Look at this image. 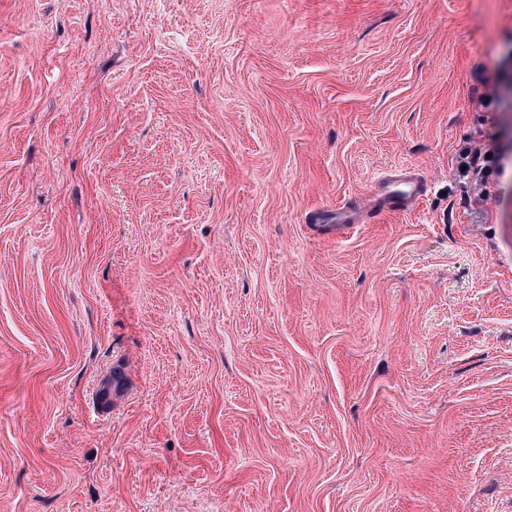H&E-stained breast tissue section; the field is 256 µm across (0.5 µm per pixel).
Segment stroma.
Wrapping results in <instances>:
<instances>
[{
	"label": "stroma",
	"instance_id": "1",
	"mask_svg": "<svg viewBox=\"0 0 512 512\" xmlns=\"http://www.w3.org/2000/svg\"><path fill=\"white\" fill-rule=\"evenodd\" d=\"M479 132L512 0H0V512H512ZM478 134L477 138H466L456 153V170L460 183L466 188L481 190L478 196L487 195V186L498 181L503 173L505 157L504 149L500 144H484ZM492 153L491 157L488 154ZM462 166H466L462 171ZM428 185L416 168L391 172L375 181L370 190L376 210L402 213L413 208L427 194ZM311 221L318 228L336 233V236L346 234L355 224L360 223V216L357 210L344 205H337L336 209L331 211L315 212L311 216Z\"/></svg>",
	"mask_w": 512,
	"mask_h": 512
}]
</instances>
